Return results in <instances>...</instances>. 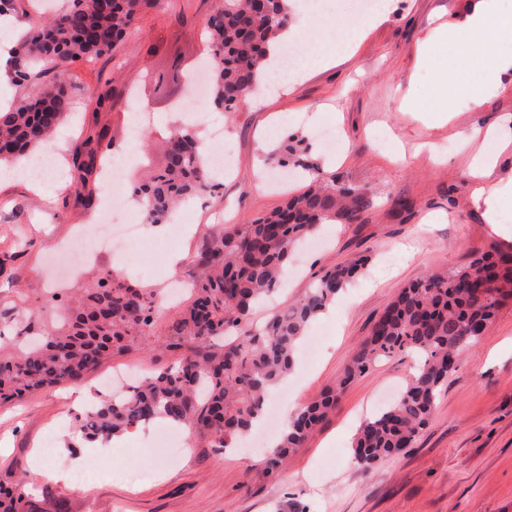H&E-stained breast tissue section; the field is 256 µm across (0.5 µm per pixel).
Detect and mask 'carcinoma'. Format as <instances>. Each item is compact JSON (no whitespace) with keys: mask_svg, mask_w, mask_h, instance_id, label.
<instances>
[{"mask_svg":"<svg viewBox=\"0 0 512 512\" xmlns=\"http://www.w3.org/2000/svg\"><path fill=\"white\" fill-rule=\"evenodd\" d=\"M160 0H68L38 22L16 51L17 101L0 111V164L44 146L76 94L64 75L71 66L111 54L136 30L144 10ZM290 0H216L206 27L212 88L206 106L227 114L261 87L271 53L288 25ZM93 136L72 153L75 168L91 172ZM165 162L134 187L144 224H165L183 201L214 196L220 184L208 173L206 146L188 127L172 131ZM371 207L368 193L336 180L316 179L277 210L204 238L191 265L199 270L190 301L158 349L172 351L174 365L107 397L75 417V435L93 442L166 419L186 425L212 448H231L261 418L273 387L294 368L307 325L336 301L364 262L327 270L294 303L260 328L254 306L279 286L291 250L323 224H353ZM158 292L138 286L111 268L99 270L73 303L52 293L37 311H24L9 327L22 339L0 342V401L8 402L59 384H78L103 361L149 341L158 315ZM512 301V246H494L467 266L431 273L403 288L386 306L370 336L352 356L339 382L368 374L375 364L404 352L417 360L394 405L363 424L354 459L364 469L410 447L428 425L448 375L473 330L493 321ZM336 404V389L300 408L264 459V474L283 467ZM23 479L0 485V512H34Z\"/></svg>","mask_w":512,"mask_h":512,"instance_id":"cac0c4a2","label":"carcinoma"}]
</instances>
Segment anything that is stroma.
<instances>
[{
	"label": "stroma",
	"mask_w": 512,
	"mask_h": 512,
	"mask_svg": "<svg viewBox=\"0 0 512 512\" xmlns=\"http://www.w3.org/2000/svg\"><path fill=\"white\" fill-rule=\"evenodd\" d=\"M391 2L387 19L360 38L351 54L313 68L278 96L250 99L229 116L194 111L184 83L159 93L151 89L153 73L175 56H182L186 73L201 65L207 51L204 20L213 0H164L143 12L124 48L73 66L65 76L77 99L56 145L69 182L78 180L72 152L88 135L104 132L116 150L129 145L133 107L126 95L131 91L137 106L151 115L140 130L153 139L175 127L178 106L194 112L198 137L208 139L211 129L220 127L232 148L218 194L207 205L189 204L194 214L188 238L143 232L130 243L136 265L119 259L106 265L131 281L161 289L177 279H193L187 258L206 234L267 214L304 191L310 182L306 175L282 187L257 178L266 158L292 141H300L307 164L368 192L372 205L361 219L324 225L317 247L297 253L285 286L251 314L253 323L263 324L326 269L351 258L365 261L335 305L309 325L308 335L319 337L321 345L314 355L298 357L287 392L274 394L282 423L290 408L306 405L334 385L401 288L424 275L457 269L492 244L512 245V204L506 206V224L493 229L474 204L466 178L479 153L499 155L494 179L512 177V145L485 134L512 116V71L501 73V88L484 97L479 111L455 97V112L443 123L435 108L447 92L419 61V46L434 27L464 19L477 0ZM352 20L340 13L328 16L321 29L306 24L302 49L335 51ZM496 52L493 46L470 51L444 45L435 48L434 63L459 58L456 82L467 85L482 71L483 59ZM407 102L417 104L422 116L404 111ZM464 134L470 137L465 146ZM89 181L96 190L87 207L68 201L64 186L52 178L36 187L0 183V311L19 300L36 309L52 289L72 295L95 278L103 265L83 258L77 248L57 251L84 227L89 210L103 203L100 174L92 173ZM220 208L225 215L219 224L214 212ZM173 361L167 352L133 350L104 361L80 390L103 391L112 377L128 371L147 377ZM412 366L409 357L393 356L345 387L335 410L272 477L260 473L259 448H213L189 435L175 456L143 428L126 433L123 447L82 449L75 447L68 426L56 441L70 446L69 455L49 459L55 478H39L33 468L44 433L61 417L80 411L76 390L46 388L0 405V482L26 476L41 512H277L291 499L307 512H512V302L466 348L459 371L437 398L430 425L412 446L363 471L353 456L357 430L380 410L390 389H403ZM77 457L86 458L96 479L82 485L66 480Z\"/></svg>",
	"instance_id": "35a3bbf8"
}]
</instances>
